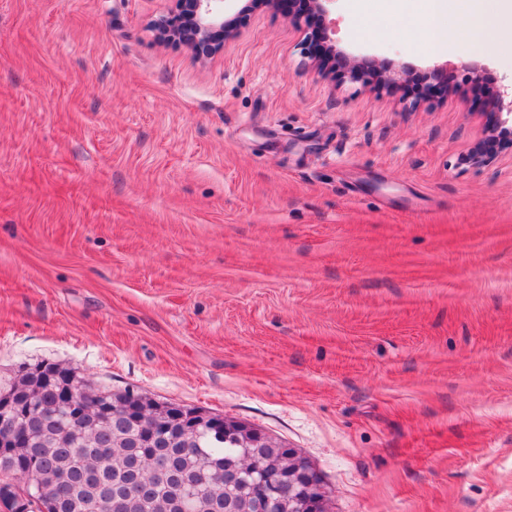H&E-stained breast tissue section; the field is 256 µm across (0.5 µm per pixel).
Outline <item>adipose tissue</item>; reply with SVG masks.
Returning a JSON list of instances; mask_svg holds the SVG:
<instances>
[{
  "instance_id": "obj_1",
  "label": "adipose tissue",
  "mask_w": 512,
  "mask_h": 512,
  "mask_svg": "<svg viewBox=\"0 0 512 512\" xmlns=\"http://www.w3.org/2000/svg\"><path fill=\"white\" fill-rule=\"evenodd\" d=\"M490 4L512 12V0H423V28L439 48L449 47L452 34L463 41L486 39L490 29L486 7Z\"/></svg>"
}]
</instances>
